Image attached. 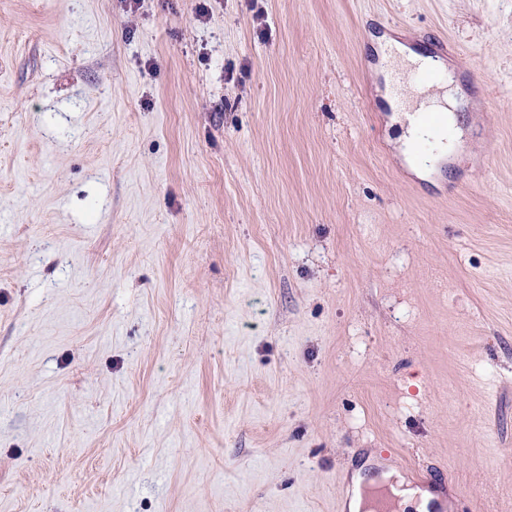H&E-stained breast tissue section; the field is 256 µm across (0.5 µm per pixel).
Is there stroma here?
Masks as SVG:
<instances>
[{
	"label": "stroma",
	"instance_id": "stroma-1",
	"mask_svg": "<svg viewBox=\"0 0 512 512\" xmlns=\"http://www.w3.org/2000/svg\"><path fill=\"white\" fill-rule=\"evenodd\" d=\"M445 42L412 167L376 37ZM512 505V0H0V512ZM431 88L420 89L419 92L421 94H426L423 96L415 105L410 106V108H415V110H436L440 112H448V121L452 120L454 123L456 117L452 114L455 112L458 101L455 95L449 94L444 90V85H439L437 89H434L433 93L427 94V91ZM380 476L382 477L381 482H386L395 478V484L392 485V492L399 498L400 506L413 504L416 506L417 510L426 511L429 502L435 499V496L432 493L411 486L404 480V478L393 471L383 472Z\"/></svg>",
	"mask_w": 512,
	"mask_h": 512
}]
</instances>
